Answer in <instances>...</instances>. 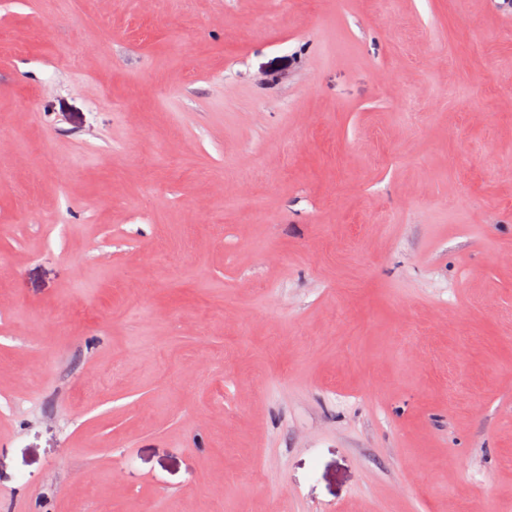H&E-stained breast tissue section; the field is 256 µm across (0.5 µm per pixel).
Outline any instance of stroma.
<instances>
[{
    "instance_id": "1",
    "label": "stroma",
    "mask_w": 512,
    "mask_h": 512,
    "mask_svg": "<svg viewBox=\"0 0 512 512\" xmlns=\"http://www.w3.org/2000/svg\"><path fill=\"white\" fill-rule=\"evenodd\" d=\"M270 503L512 512V9L0 0V512Z\"/></svg>"
}]
</instances>
